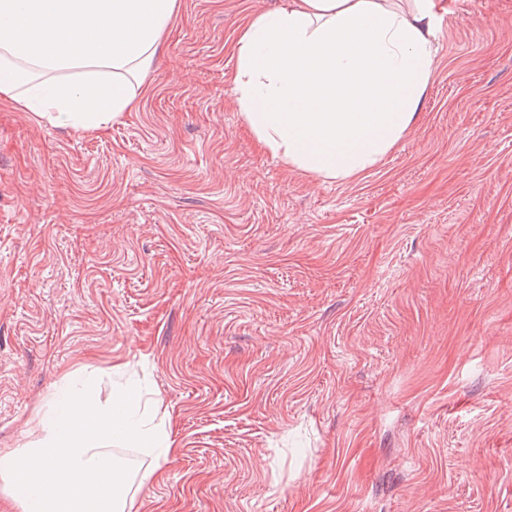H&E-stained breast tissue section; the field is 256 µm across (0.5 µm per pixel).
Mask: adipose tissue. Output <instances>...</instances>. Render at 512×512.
I'll return each instance as SVG.
<instances>
[{"mask_svg": "<svg viewBox=\"0 0 512 512\" xmlns=\"http://www.w3.org/2000/svg\"><path fill=\"white\" fill-rule=\"evenodd\" d=\"M436 0H282L235 44L241 115L274 156L310 178L353 179L418 119L435 69ZM177 0H0V103L101 133L140 99ZM133 388L101 401L66 375L24 448H0V495L17 512H134L136 493L175 453ZM152 466L132 472L113 446Z\"/></svg>", "mask_w": 512, "mask_h": 512, "instance_id": "1", "label": "adipose tissue"}]
</instances>
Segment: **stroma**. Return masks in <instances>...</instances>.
Returning a JSON list of instances; mask_svg holds the SVG:
<instances>
[{
	"label": "stroma",
	"instance_id": "35a3bbf8",
	"mask_svg": "<svg viewBox=\"0 0 512 512\" xmlns=\"http://www.w3.org/2000/svg\"><path fill=\"white\" fill-rule=\"evenodd\" d=\"M278 4L179 0L105 134L0 104V448L66 374L146 375L177 452L138 512H512V0H439L417 124L344 181L235 104Z\"/></svg>",
	"mask_w": 512,
	"mask_h": 512
}]
</instances>
